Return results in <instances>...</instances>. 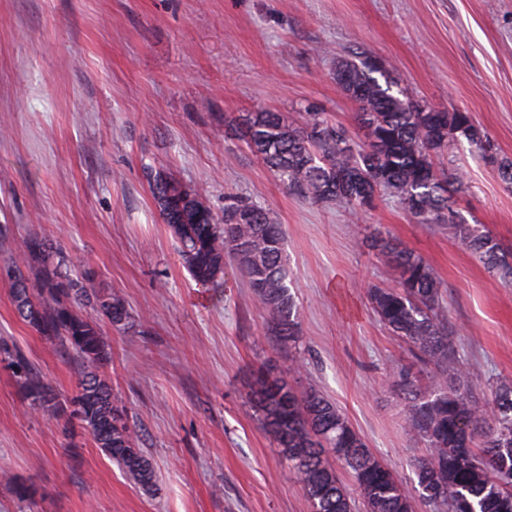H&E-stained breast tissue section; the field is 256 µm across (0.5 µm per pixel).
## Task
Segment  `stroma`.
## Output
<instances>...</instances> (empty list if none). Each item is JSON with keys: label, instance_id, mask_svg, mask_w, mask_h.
<instances>
[{"label": "stroma", "instance_id": "stroma-1", "mask_svg": "<svg viewBox=\"0 0 512 512\" xmlns=\"http://www.w3.org/2000/svg\"><path fill=\"white\" fill-rule=\"evenodd\" d=\"M367 52L394 90L470 113L488 133L491 156L461 137L440 164L470 185L454 210L512 251V189L494 165L512 160V0H0V225L18 241L52 240L138 315L124 332L100 320L112 353L103 373L158 484H133L78 423L31 411L0 360V512H311L260 424L252 389L265 369L335 401L414 483L426 450L408 431L392 369L428 383L370 308L369 288L384 283L367 245L377 234L432 267L483 398L512 383V281L390 195L356 217L289 195L226 131L241 113L296 121L309 105L354 127L357 106L333 72L337 59ZM151 169L196 190L216 216L232 193L283 224L295 344L272 339L234 266L218 287L196 286L150 193ZM1 341L54 390H73L71 355L18 316L2 275Z\"/></svg>", "mask_w": 512, "mask_h": 512}]
</instances>
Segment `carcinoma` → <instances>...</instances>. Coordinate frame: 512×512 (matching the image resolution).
I'll use <instances>...</instances> for the list:
<instances>
[{
    "label": "carcinoma",
    "instance_id": "1",
    "mask_svg": "<svg viewBox=\"0 0 512 512\" xmlns=\"http://www.w3.org/2000/svg\"><path fill=\"white\" fill-rule=\"evenodd\" d=\"M379 71L369 55L358 62L336 61V83L358 104V139L313 106L304 109L299 123L280 112H252L232 125L234 135L294 197L343 204L357 214L371 209L380 194H390L416 223L448 224L459 245L488 270L512 277V252L504 251L487 227L466 222L450 206L452 194L467 189L464 177L436 163L451 140L462 136L486 151L488 136L468 112H438L393 94L391 84L374 77ZM147 178L196 284H217L226 261L233 262L266 312L271 334L283 345L295 342L298 310L284 260L285 235L270 211L227 195L220 224L207 203L169 173L150 170ZM369 247L382 261L386 278L397 282L370 289L373 312L430 367L432 390L426 396L417 392L408 369L394 372L407 399L408 429L427 448L415 464L417 484L408 486L391 474L335 402L315 389L299 392L284 377L267 372L255 380L254 395L268 433L312 512H354L355 500L326 458L328 451L349 468L367 512H413L417 493L433 512H512V386L501 384L490 400H481L478 382L464 370L450 338L441 284L431 267L390 237L374 236ZM16 248L41 265L39 287H29L12 260ZM0 253L7 255L20 318L76 354V389L63 397L20 352L0 345L32 408L52 419L79 421L127 478L146 491L156 490V472L137 446L122 400L99 373L111 360L110 346L96 322L83 314L90 307L113 327L128 329L135 319L124 299L100 293L94 275L78 269L45 238L17 244L3 225Z\"/></svg>",
    "mask_w": 512,
    "mask_h": 512
}]
</instances>
